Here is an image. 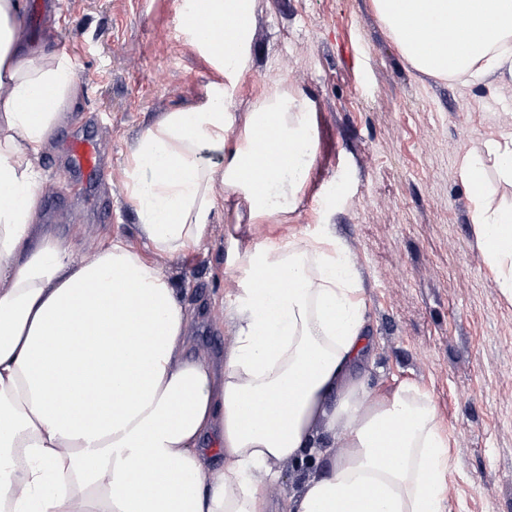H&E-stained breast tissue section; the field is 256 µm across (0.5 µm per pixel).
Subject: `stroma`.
Returning <instances> with one entry per match:
<instances>
[{
	"label": "stroma",
	"instance_id": "obj_1",
	"mask_svg": "<svg viewBox=\"0 0 512 512\" xmlns=\"http://www.w3.org/2000/svg\"><path fill=\"white\" fill-rule=\"evenodd\" d=\"M36 34L66 49L82 93L40 157V221L90 260L112 238L146 258L122 170L128 147L162 113L198 102L219 75L189 44L181 0H61ZM250 68L230 106L243 118L278 86L313 105L318 140L287 223L218 211L194 249L162 265L194 314L191 349L223 352L231 302L226 241L254 245L329 229L362 279L375 380L408 382L434 401L452 467L446 512H512V299L484 261L460 180L465 149L512 113V77L494 85L416 71L373 0H254ZM76 139L96 141L102 175L72 167Z\"/></svg>",
	"mask_w": 512,
	"mask_h": 512
}]
</instances>
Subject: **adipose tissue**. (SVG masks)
<instances>
[{"mask_svg": "<svg viewBox=\"0 0 512 512\" xmlns=\"http://www.w3.org/2000/svg\"><path fill=\"white\" fill-rule=\"evenodd\" d=\"M418 72L512 75V0H373ZM25 0H0V512H268L281 465L323 457L284 512H446L448 434L415 386L370 377L358 276L331 233L241 246L222 316L223 369L187 343L188 305L160 261L207 235L225 203L287 220L315 161L310 100L268 93L232 131L253 0H182L191 45L218 70L198 103L138 135L123 178L147 260L122 239L74 264L39 223V160L81 87L71 60L25 45ZM224 40L205 38L207 24ZM457 30L458 39L440 32ZM274 134L279 166L254 152ZM512 127L464 155L473 232L512 296ZM264 287H253L254 279Z\"/></svg>", "mask_w": 512, "mask_h": 512, "instance_id": "1", "label": "adipose tissue"}]
</instances>
